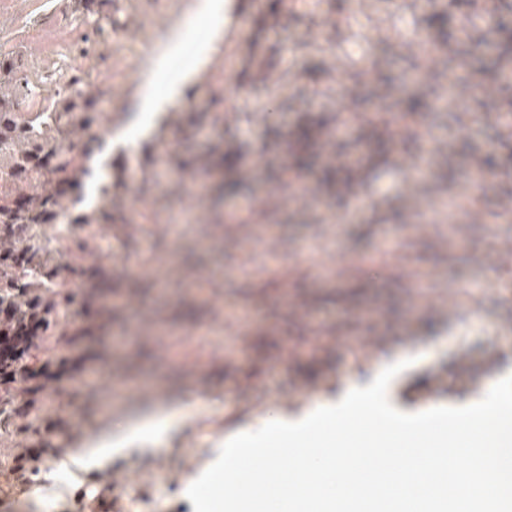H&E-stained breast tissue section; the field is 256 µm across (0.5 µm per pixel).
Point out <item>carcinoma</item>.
<instances>
[{
	"label": "carcinoma",
	"mask_w": 512,
	"mask_h": 512,
	"mask_svg": "<svg viewBox=\"0 0 512 512\" xmlns=\"http://www.w3.org/2000/svg\"><path fill=\"white\" fill-rule=\"evenodd\" d=\"M448 16V0H433V12L422 30L423 40L432 45L431 29ZM459 33L465 36L448 48L443 64H457L480 38L494 43L492 71L476 73L465 84L430 91L429 85L413 79V86L402 89L397 102L406 121L432 106L448 108L445 100L460 97V87L482 90L512 74V27L491 25L471 34L467 26ZM20 59L0 57V337L14 336L39 313L35 329L27 340V361L31 372L58 365L60 349L68 344V333L62 325L76 313L75 306L86 299L57 291V278L67 267L82 275L91 271L99 284L105 280L107 254L97 240L86 231L89 226L115 224L123 216L120 204L112 198V183L101 182L98 191L102 202L93 208H81L80 190L91 175L90 162L102 150L90 135L101 119L98 106L102 93L91 81H85L74 92H60L48 108L41 112L20 111L22 84ZM329 133L305 120L298 124L288 140L294 168L300 169L309 152L318 148ZM65 141L78 144L76 150H64ZM388 132L382 130L368 143L364 170L383 162ZM92 255L94 265L78 268L67 262L73 250ZM30 375L14 370L0 378V437L14 432L15 417H29L32 428L51 408L30 406L24 395L29 393Z\"/></svg>",
	"instance_id": "carcinoma-1"
}]
</instances>
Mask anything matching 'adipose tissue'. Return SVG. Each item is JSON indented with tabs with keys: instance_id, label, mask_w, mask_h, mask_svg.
I'll use <instances>...</instances> for the list:
<instances>
[{
	"instance_id": "adipose-tissue-1",
	"label": "adipose tissue",
	"mask_w": 512,
	"mask_h": 512,
	"mask_svg": "<svg viewBox=\"0 0 512 512\" xmlns=\"http://www.w3.org/2000/svg\"><path fill=\"white\" fill-rule=\"evenodd\" d=\"M224 0H200L196 15L180 27L173 29L163 47V56L156 70L149 73L141 88L136 135H146L152 114L181 99L194 82L198 70L207 66L215 44L224 38L221 23ZM193 47L194 62L178 79H170L171 63L186 47ZM184 411L175 407H162L134 422L121 440L122 445H157L168 439L182 423Z\"/></svg>"
}]
</instances>
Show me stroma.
I'll return each instance as SVG.
<instances>
[{
    "label": "stroma",
    "instance_id": "35a3bbf8",
    "mask_svg": "<svg viewBox=\"0 0 512 512\" xmlns=\"http://www.w3.org/2000/svg\"><path fill=\"white\" fill-rule=\"evenodd\" d=\"M198 0H124L112 13L120 52L100 55L111 91L93 136L112 159V192L125 223L105 232L109 291L122 296L105 327L78 312L64 329L66 376L37 403L56 415L29 432L16 420L0 460L48 446L21 497L0 494V512H83L102 474L127 479L122 512H194L186 490L229 436L256 420L304 414L385 360L412 358L392 396L404 412L479 401L512 367V146H504L495 90L486 108L458 122L427 112L392 125L388 165L363 188H325L327 167L351 170L381 101L393 100L430 0H378L371 16L341 0H226L224 42L176 112L183 133L125 142L139 85L177 14ZM84 37L51 61L21 58L32 92L52 99ZM332 133L308 166L289 174L287 135L304 113ZM205 158L194 191L165 194L179 161ZM492 169L471 206L448 214L433 199L449 166ZM430 176L411 181L417 167ZM427 276L414 286L411 271ZM420 359H413V352ZM467 359L488 382L459 384ZM316 364V383L298 366ZM185 404L187 424L151 449L43 479L78 442L149 409Z\"/></svg>",
    "mask_w": 512,
    "mask_h": 512
}]
</instances>
